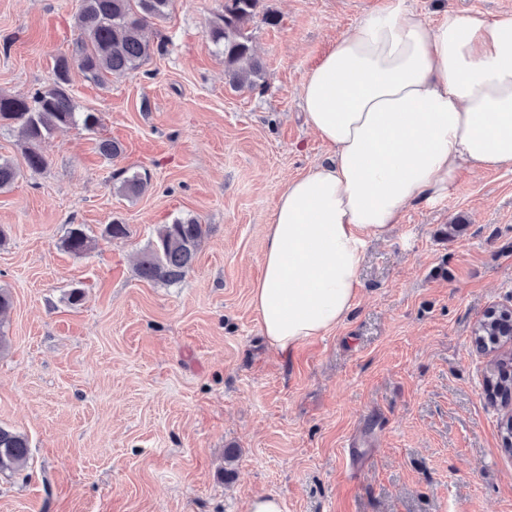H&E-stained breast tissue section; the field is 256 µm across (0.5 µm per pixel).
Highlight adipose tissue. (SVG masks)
Wrapping results in <instances>:
<instances>
[{"label": "adipose tissue", "mask_w": 512, "mask_h": 512, "mask_svg": "<svg viewBox=\"0 0 512 512\" xmlns=\"http://www.w3.org/2000/svg\"><path fill=\"white\" fill-rule=\"evenodd\" d=\"M304 120L334 158L286 184L252 305L280 352L336 328L368 241L447 194L463 167L512 169V15L422 22L387 0L305 77Z\"/></svg>", "instance_id": "obj_1"}]
</instances>
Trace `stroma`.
<instances>
[{
	"instance_id": "obj_1",
	"label": "stroma",
	"mask_w": 512,
	"mask_h": 512,
	"mask_svg": "<svg viewBox=\"0 0 512 512\" xmlns=\"http://www.w3.org/2000/svg\"><path fill=\"white\" fill-rule=\"evenodd\" d=\"M382 3L262 0L249 30L263 78L236 90L206 36L224 0H173L163 54L103 84L73 71L78 111L100 124L55 131L43 172L0 127V157L21 170L0 190V426L30 446L24 471L0 474V512H247L258 494L283 512H512L473 334L512 307V171L465 168L409 205L368 242L350 314L291 354L252 306L280 193L333 155L304 122V78ZM81 4L0 0V95L50 81ZM406 5L431 24L512 14V0ZM105 138L117 157L97 153ZM125 169L149 174L145 193L117 192ZM188 217L208 228L192 271L138 278L156 227ZM113 221L128 237L103 236ZM74 224L94 240L81 256L60 246Z\"/></svg>"
}]
</instances>
